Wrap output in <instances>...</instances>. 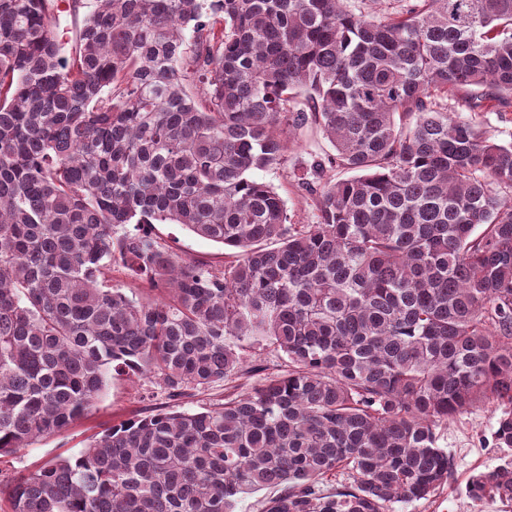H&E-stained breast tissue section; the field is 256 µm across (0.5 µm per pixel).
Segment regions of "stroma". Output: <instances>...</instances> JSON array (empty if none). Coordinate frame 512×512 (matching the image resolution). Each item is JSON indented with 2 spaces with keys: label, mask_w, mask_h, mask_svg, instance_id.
Instances as JSON below:
<instances>
[{
  "label": "stroma",
  "mask_w": 512,
  "mask_h": 512,
  "mask_svg": "<svg viewBox=\"0 0 512 512\" xmlns=\"http://www.w3.org/2000/svg\"><path fill=\"white\" fill-rule=\"evenodd\" d=\"M333 147L319 127L310 125L299 131L289 144L280 165L254 171L255 179L272 185L284 198L288 218L293 224L314 223L316 196L302 187L314 160L332 154ZM150 231L159 241L180 256L223 268L226 261L222 244L199 237L178 224H154ZM231 385H216L194 391L181 401H170L159 393L151 377H114L87 415L67 430L32 441L25 448L0 455V483L32 471L59 456L79 453L97 433L134 415L158 408L199 411L222 404L232 393ZM499 415L494 405L480 403L440 428L438 444L454 455L456 470L448 485L428 499L393 503L391 512H512V506L490 500L475 501L466 487L471 477L512 458V453L494 447L492 432Z\"/></svg>",
  "instance_id": "35a3bbf8"
}]
</instances>
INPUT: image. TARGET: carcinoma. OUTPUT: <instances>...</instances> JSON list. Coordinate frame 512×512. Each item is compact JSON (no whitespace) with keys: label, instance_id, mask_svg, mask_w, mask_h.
Masks as SVG:
<instances>
[{"label":"carcinoma","instance_id":"1","mask_svg":"<svg viewBox=\"0 0 512 512\" xmlns=\"http://www.w3.org/2000/svg\"><path fill=\"white\" fill-rule=\"evenodd\" d=\"M348 2L94 0L67 54L58 0H0V454L113 375L178 400L246 371L238 341L284 355L222 407L151 410L1 485L11 512H233L264 487V512H390L448 484L437 428L480 402L512 449V143L448 111L512 108V0ZM311 121L335 154L296 226L252 173ZM468 493L512 503V463ZM149 231L170 250L182 257L195 259L216 268H224L225 254L236 250L199 237L179 224H153ZM279 488H265L256 492L239 495L234 512H262V504L268 498L279 494Z\"/></svg>","mask_w":512,"mask_h":512}]
</instances>
